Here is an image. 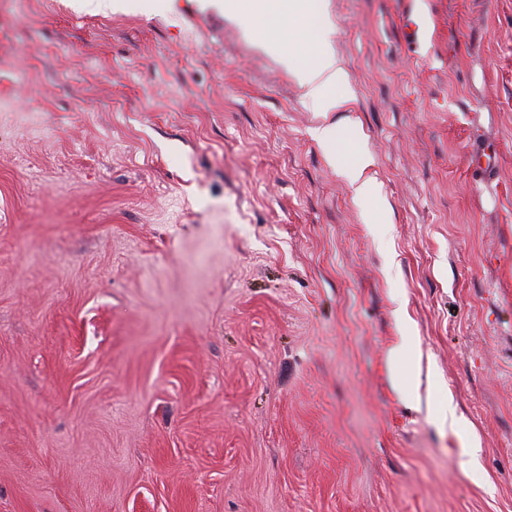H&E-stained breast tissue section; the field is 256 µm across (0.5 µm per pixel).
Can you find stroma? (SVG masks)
I'll return each instance as SVG.
<instances>
[{"instance_id":"1","label":"stroma","mask_w":512,"mask_h":512,"mask_svg":"<svg viewBox=\"0 0 512 512\" xmlns=\"http://www.w3.org/2000/svg\"><path fill=\"white\" fill-rule=\"evenodd\" d=\"M409 8L326 0L337 112L208 0L0 8V512H512V0ZM329 160L331 163L338 164L341 167L342 172L349 181L353 188L355 197L364 200L371 194L372 185L369 179H363V169L367 165L366 162L361 164H343L339 157L330 156Z\"/></svg>"}]
</instances>
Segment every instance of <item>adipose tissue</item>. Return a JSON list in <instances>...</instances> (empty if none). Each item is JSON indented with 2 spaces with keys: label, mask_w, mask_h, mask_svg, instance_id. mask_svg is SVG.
<instances>
[{
  "label": "adipose tissue",
  "mask_w": 512,
  "mask_h": 512,
  "mask_svg": "<svg viewBox=\"0 0 512 512\" xmlns=\"http://www.w3.org/2000/svg\"><path fill=\"white\" fill-rule=\"evenodd\" d=\"M309 0H224L228 13L242 18H257L261 33L275 45L293 42L300 32L313 36V47L297 60L294 69L306 98L316 102L322 111L339 110L348 102L346 71L340 66L328 39L319 27L320 15L309 12Z\"/></svg>",
  "instance_id": "ef3b65f1"
}]
</instances>
